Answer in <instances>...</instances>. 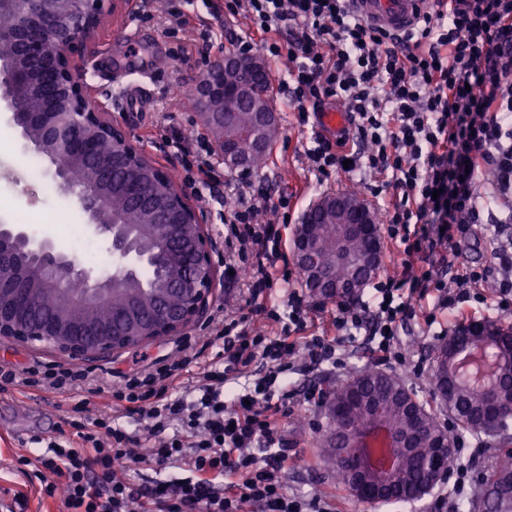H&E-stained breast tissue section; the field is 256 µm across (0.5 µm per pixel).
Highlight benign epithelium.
Listing matches in <instances>:
<instances>
[{
    "label": "benign epithelium",
    "instance_id": "7a95c632",
    "mask_svg": "<svg viewBox=\"0 0 512 512\" xmlns=\"http://www.w3.org/2000/svg\"><path fill=\"white\" fill-rule=\"evenodd\" d=\"M0 10L15 14L16 24L6 36L13 54L0 62V103L8 111L9 125L19 133L25 146L50 158L58 155L91 158L96 137L108 136L116 144L117 163L98 166L90 182L76 185L67 171L56 169L55 177L66 194L77 197L95 234L109 242L115 270L96 273L79 267L49 239H38L19 224L0 220V270L19 271L18 276L0 278V337L24 344H43L75 358L109 357L129 348L176 336L200 322L212 303L218 266L216 244L206 229L203 212L191 194L178 183L169 185L159 197L142 191L133 196L150 214L152 232L159 240V252L179 275L163 282V288L182 297L180 307L161 304L149 317L139 312L142 296L148 292L138 277L139 269L154 262V253L136 249L132 241L137 228L124 224L122 217L101 211L104 192L112 186L116 171L148 167L158 182L168 181L167 170L156 165L144 148L137 145L125 127L112 122L107 113L88 96L86 67L76 58L84 57L106 13L105 0H0ZM238 75L235 86L224 84V72ZM269 70L251 54L226 55L207 70L206 79L192 92L200 102V122L212 134L224 165L248 169L251 155L267 149L275 140V110L255 113L252 122L236 139L224 140V125L236 121V112L224 108L227 100H242L249 89ZM331 215L344 234H361L376 239L366 266L382 260L381 240L376 238L372 210L359 198L332 193L321 196L304 212L301 223L308 227ZM314 237L304 234L295 241L293 257L306 273L308 285L322 299L336 292L319 264ZM37 262L46 268H68L85 284L79 297L65 296L57 308L42 311L41 285L52 289L54 279L28 266ZM121 289L129 292L132 306L112 322L86 315L99 299ZM494 398L476 426L486 428L499 411L500 400L512 402V384L496 385ZM410 440L389 431L378 418L370 427L346 433L342 438L322 440V459L330 467L354 463L352 494L366 486L380 491L400 477V451Z\"/></svg>",
    "mask_w": 512,
    "mask_h": 512
}]
</instances>
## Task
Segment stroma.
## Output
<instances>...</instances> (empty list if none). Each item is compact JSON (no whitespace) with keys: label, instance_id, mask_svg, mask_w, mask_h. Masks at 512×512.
Listing matches in <instances>:
<instances>
[{"label":"stroma","instance_id":"stroma-1","mask_svg":"<svg viewBox=\"0 0 512 512\" xmlns=\"http://www.w3.org/2000/svg\"><path fill=\"white\" fill-rule=\"evenodd\" d=\"M224 0H151L142 7L140 0H128L125 8L107 16L98 31L87 60L90 94L114 121L123 125L133 140L149 152L155 162L167 166L177 182L194 194V202L205 216L212 234H219L224 223V201L233 197L239 172L229 170L218 156L210 161L220 175L215 185L191 182L188 168L194 167L191 144L210 142L197 110L176 87H192L204 72L206 60L223 57L233 47L238 34L247 29L245 20L225 23ZM279 116L275 145L269 164L248 174L251 191L285 189L298 193L299 208L322 193H338L356 188L359 198L370 200L366 188L356 179L343 175L328 185H317L304 153L310 141V127L300 125L288 94L273 92ZM11 164L27 171L38 162L42 178L32 182L23 194L11 184L0 182V218L13 212L34 215L27 230L37 238L51 239L65 252H72V225H82V240L87 245L78 263L97 270L112 269V257L104 237L87 228V216L75 197L65 196L53 176L47 159L25 151L17 132H10ZM182 345L181 337L130 350L116 357L99 360L74 359L47 349L31 347L0 338V364L25 370L40 365L78 366L91 370L97 385L111 392L122 373L144 365L151 359L170 356ZM72 406L71 400L53 394L9 396L0 394V436L7 440L0 455L10 456L20 442L31 437L54 435L60 419ZM326 424L324 408L304 402L284 420L282 435L288 453V486L294 492L326 494L335 500L338 512H433L434 494L411 504H366L342 485L319 455L318 438Z\"/></svg>","mask_w":512,"mask_h":512}]
</instances>
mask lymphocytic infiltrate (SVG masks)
<instances>
[{"label":"lymphocytic infiltrate","instance_id":"obj_1","mask_svg":"<svg viewBox=\"0 0 512 512\" xmlns=\"http://www.w3.org/2000/svg\"><path fill=\"white\" fill-rule=\"evenodd\" d=\"M224 16L244 17L242 52L287 57L288 93L301 124L338 104L350 128L313 132L305 154L319 183L352 172L380 201L385 264L371 304L338 301L320 333L308 330L305 289L274 306L284 224L263 210L288 209L287 194H240L224 218L225 268L251 285L248 311L219 309L206 347L215 357L196 382L198 355L160 359L123 376L107 403L86 399L88 371L0 365V391L78 396L45 445L11 459L39 482L40 499L60 512H335L330 499L290 492L281 426L294 410L296 377L347 372L349 344L414 377L400 332H429L443 314L474 307L512 317V235L498 234L482 266L455 265L458 240L495 224L512 208V0H421L414 28L392 35L363 21L347 0H224ZM247 379L225 399L227 384ZM136 418L131 430L120 417ZM180 469L172 479L132 486V467Z\"/></svg>","mask_w":512,"mask_h":512}]
</instances>
